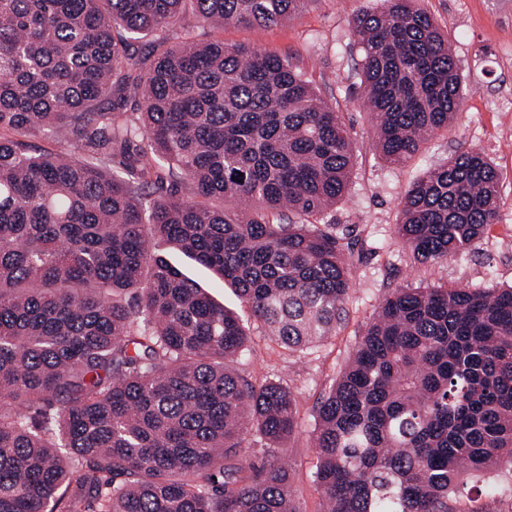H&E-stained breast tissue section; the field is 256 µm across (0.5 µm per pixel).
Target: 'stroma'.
<instances>
[{
	"label": "stroma",
	"mask_w": 512,
	"mask_h": 512,
	"mask_svg": "<svg viewBox=\"0 0 512 512\" xmlns=\"http://www.w3.org/2000/svg\"><path fill=\"white\" fill-rule=\"evenodd\" d=\"M417 5L448 35L465 95L453 124L400 165L386 162L372 146L374 129L356 77L360 53L349 26L355 14L380 8V0H310L282 25L197 31L202 40L221 37L287 56L342 112L360 147L345 197L323 218L343 232L352 276L351 297L335 334L317 348L292 351L249 316L248 349L234 364L254 384L280 381L297 399V427L276 455L291 470L302 512H322V494L312 477L316 409L383 297L397 288L512 286V0H417ZM468 149L486 155L499 173L498 223L456 257L414 262L394 234L400 202L429 168Z\"/></svg>",
	"instance_id": "obj_1"
}]
</instances>
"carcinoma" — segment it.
<instances>
[{"mask_svg": "<svg viewBox=\"0 0 512 512\" xmlns=\"http://www.w3.org/2000/svg\"><path fill=\"white\" fill-rule=\"evenodd\" d=\"M308 2L0 0V512H301L288 468L243 454L246 428L289 439L295 396L233 369L249 328L169 253L291 350L335 330L351 270L320 217L359 148L288 58L186 23L267 28ZM415 2L350 22L391 164L464 96ZM161 171L173 191L155 197ZM498 199L497 169L461 151L408 189L398 242L420 263L457 256ZM315 447L323 512H453L468 479L512 469V286L388 293L317 407Z\"/></svg>", "mask_w": 512, "mask_h": 512, "instance_id": "cac0c4a2", "label": "carcinoma"}]
</instances>
